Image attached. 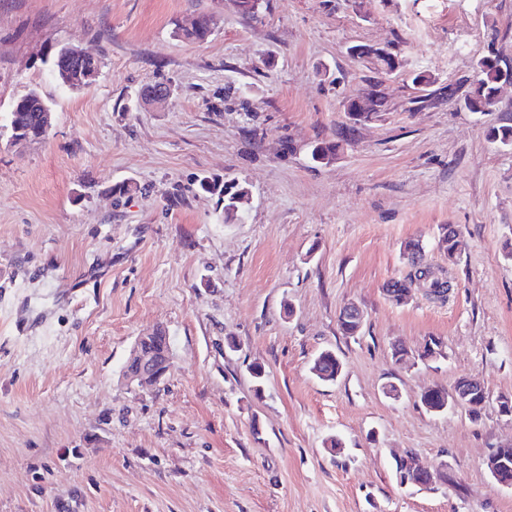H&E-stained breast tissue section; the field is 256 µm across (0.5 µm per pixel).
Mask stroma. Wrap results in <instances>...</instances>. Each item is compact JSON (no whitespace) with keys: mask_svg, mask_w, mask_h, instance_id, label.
<instances>
[{"mask_svg":"<svg viewBox=\"0 0 512 512\" xmlns=\"http://www.w3.org/2000/svg\"><path fill=\"white\" fill-rule=\"evenodd\" d=\"M202 13L206 40L176 35ZM352 44L407 68L377 76ZM64 46L103 50L92 84L57 78ZM492 49L512 61V0H262L256 18L234 0H0V512H512L483 465L512 444V149L486 137L512 125V86L473 114L408 78L466 93ZM375 76L385 109L351 125ZM154 81L169 99L141 100ZM32 90L53 126L12 143ZM321 141L339 145L327 165ZM204 178L248 189L236 220ZM409 241L453 280L446 301L388 300ZM351 303L365 320L346 336ZM156 327L171 367L127 386ZM327 348L333 383L311 371ZM462 377L486 390L479 418L422 406ZM407 454L446 480L401 484Z\"/></svg>","mask_w":512,"mask_h":512,"instance_id":"stroma-1","label":"stroma"}]
</instances>
